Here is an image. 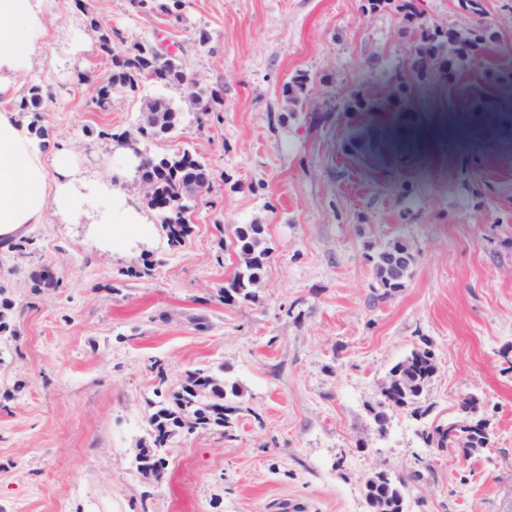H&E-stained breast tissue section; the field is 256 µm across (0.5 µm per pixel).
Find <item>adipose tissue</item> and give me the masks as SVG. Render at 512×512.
I'll use <instances>...</instances> for the list:
<instances>
[{"mask_svg": "<svg viewBox=\"0 0 512 512\" xmlns=\"http://www.w3.org/2000/svg\"><path fill=\"white\" fill-rule=\"evenodd\" d=\"M53 2L0 0V99H14L21 90ZM108 191L65 162L48 165L27 124L17 113L0 111V239L45 223L48 209L64 215Z\"/></svg>", "mask_w": 512, "mask_h": 512, "instance_id": "1", "label": "adipose tissue"}]
</instances>
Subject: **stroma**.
<instances>
[{
	"mask_svg": "<svg viewBox=\"0 0 512 512\" xmlns=\"http://www.w3.org/2000/svg\"><path fill=\"white\" fill-rule=\"evenodd\" d=\"M381 0H183L165 13L130 0H57L25 118L70 166L110 185L71 212L0 240V512H368L364 482L403 480L409 512H512V70L496 61L417 75L418 39ZM417 23L485 26L512 53V0H406ZM134 45L174 53L220 89L199 112L145 79L97 106L112 58ZM87 44L71 50L75 34ZM310 78L306 100L285 89ZM395 89L376 112L359 91ZM164 96L176 130L144 155L189 151L213 187L170 245L119 136L143 99ZM138 212L109 235L99 216ZM263 227L256 297L232 305L236 230ZM417 256L407 285L375 299L372 256L393 238ZM53 284L34 288L43 271ZM429 340L438 370L422 420L373 410L389 369ZM241 389L221 428L175 436L157 478L136 468L152 417L192 372ZM480 398L491 448H427L421 430ZM380 100L373 91L357 92L344 104L343 110L346 112H375Z\"/></svg>",
	"mask_w": 512,
	"mask_h": 512,
	"instance_id": "1",
	"label": "stroma"
}]
</instances>
